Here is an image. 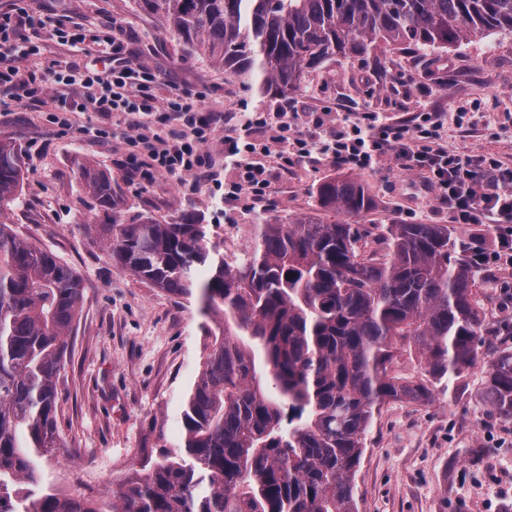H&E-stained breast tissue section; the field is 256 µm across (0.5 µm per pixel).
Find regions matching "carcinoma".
I'll return each instance as SVG.
<instances>
[{
    "mask_svg": "<svg viewBox=\"0 0 512 512\" xmlns=\"http://www.w3.org/2000/svg\"><path fill=\"white\" fill-rule=\"evenodd\" d=\"M213 69L285 96L324 62L388 47L433 52L512 35V0H136ZM75 165L105 225L116 268L181 299L196 298L206 355L182 414L179 450L133 471L112 500L42 485L67 447L57 382L83 304L79 276L0 222V512H357L364 436L392 400L425 403L473 368L490 333L489 279L477 229L386 224L384 251L362 225L312 215L257 219L255 245L224 252L207 224L127 215L117 182ZM23 156L0 139V205L16 198ZM348 216L373 204L363 183L316 189ZM413 358L420 377L395 370ZM489 409L512 419V350L490 360Z\"/></svg>",
    "mask_w": 512,
    "mask_h": 512,
    "instance_id": "carcinoma-1",
    "label": "carcinoma"
}]
</instances>
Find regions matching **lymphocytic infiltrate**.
<instances>
[{
    "label": "lymphocytic infiltrate",
    "instance_id": "1",
    "mask_svg": "<svg viewBox=\"0 0 512 512\" xmlns=\"http://www.w3.org/2000/svg\"><path fill=\"white\" fill-rule=\"evenodd\" d=\"M22 23L0 13V90L19 100L55 105L51 121L63 132L76 128L105 138V119L119 116L125 135L116 165L141 184L167 176L191 191L223 192L225 202L247 209L294 167L329 165L370 173L389 161L423 180L434 207L447 211L450 223L489 224L500 242L512 240V169L497 154L449 148L440 113L418 112L410 121L389 122L339 103L317 112L256 110L235 119L207 109L204 93L175 87L161 107L153 93L161 84L158 72L127 60L125 43L113 29L71 38L75 44L110 49L112 68L106 75L52 59L44 67L52 78L47 84L24 66L35 51L18 35ZM84 112L98 114L101 123L76 126L74 115ZM217 136L234 167L226 179L207 148Z\"/></svg>",
    "mask_w": 512,
    "mask_h": 512
}]
</instances>
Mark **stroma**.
I'll list each match as a JSON object with an SVG mask.
<instances>
[{"label":"stroma","instance_id":"35a3bbf8","mask_svg":"<svg viewBox=\"0 0 512 512\" xmlns=\"http://www.w3.org/2000/svg\"><path fill=\"white\" fill-rule=\"evenodd\" d=\"M25 9L32 19L24 33L38 50L28 66L57 58L92 70L108 67L106 53L89 56L46 36L40 18L62 21L65 33L106 30L118 25L130 56L157 70L168 87L206 92V107L224 113L292 102L310 112L335 102L354 112H377L384 120L417 112H443L449 148L492 151L512 166V36L492 34L472 43L425 53L390 50L381 60L339 58L326 62L288 96L261 89L213 69L182 50L161 20L136 0H0V12ZM482 112L473 128L450 114L459 102ZM49 108L28 101L0 110V138L14 142L25 168L18 198L0 208V222L47 249L83 281L81 315L68 336L59 380V430L67 441L47 464L46 483L105 497L145 456L173 451L182 443L181 414L199 372L203 324L198 301H186L120 271L105 242L111 218L95 208L76 170V158L112 175L130 214L159 221L212 225L225 242H250L257 218L272 221L311 213L326 222L334 212L317 206L311 189L336 177L331 167H305L278 180L268 199L248 210L225 207L212 193H189L160 177L149 186L127 178L115 164L124 129L112 126L106 139L71 130L58 132ZM372 196L362 216L370 236L382 225L444 224L433 211L420 179L390 164L363 176ZM495 287L489 296L500 310L497 336L483 347L473 369L437 388L426 404L384 405L366 434L354 478L358 512H512V421L491 414L482 399L493 352L512 349V263H490Z\"/></svg>","mask_w":512,"mask_h":512}]
</instances>
